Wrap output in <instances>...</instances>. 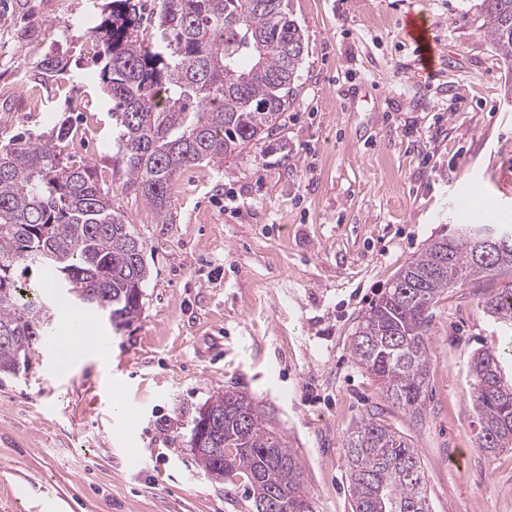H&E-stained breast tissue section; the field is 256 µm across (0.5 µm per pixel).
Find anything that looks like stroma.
<instances>
[{
    "label": "stroma",
    "mask_w": 512,
    "mask_h": 512,
    "mask_svg": "<svg viewBox=\"0 0 512 512\" xmlns=\"http://www.w3.org/2000/svg\"><path fill=\"white\" fill-rule=\"evenodd\" d=\"M0 0V147L38 140L53 118L80 129L69 162L95 166L147 243L140 317L112 330L47 285L52 332L74 315L105 344L80 359L39 344L30 371L0 378V512H251L207 475L193 420L218 393L246 394L288 437L316 512H354L343 439L371 413L411 440L431 512H512V450L476 442L469 361L512 346L481 291L432 307L422 422L392 406L351 357L360 316L400 270L465 216L477 190L512 224V68L484 36L480 0H290L306 52L280 128L256 147L184 169L173 221L112 179V112L91 50L104 0ZM420 11L439 50L425 74L402 20ZM67 72L40 79L49 52ZM134 405L126 422L116 404Z\"/></svg>",
    "instance_id": "35a3bbf8"
}]
</instances>
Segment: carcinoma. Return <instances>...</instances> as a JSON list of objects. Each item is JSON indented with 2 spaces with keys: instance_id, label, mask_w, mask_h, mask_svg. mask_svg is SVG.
<instances>
[{
  "instance_id": "obj_1",
  "label": "carcinoma",
  "mask_w": 512,
  "mask_h": 512,
  "mask_svg": "<svg viewBox=\"0 0 512 512\" xmlns=\"http://www.w3.org/2000/svg\"><path fill=\"white\" fill-rule=\"evenodd\" d=\"M481 30L512 63V0H481ZM92 31L104 62L101 80L115 104L114 147L122 188L170 223L168 191L178 174L258 145L280 126L292 103L305 54L288 0H107ZM157 22L154 46L141 26ZM47 55L40 74L67 71ZM69 118L37 142L0 148V376L27 369L45 336L47 305L24 296L20 263L52 272L60 287L91 296L113 329L138 318L150 277L147 244L99 184L95 167L71 165L64 154ZM474 216L433 240L399 272L359 320L350 352L383 385L391 404L420 420L428 374L431 308L449 288L512 277V249L475 259L480 233ZM482 309L512 344V283L484 293ZM502 355L481 350L469 364L478 447L512 448V381ZM219 438L195 453L209 475L244 487L253 507L275 496L278 512H315L302 466L285 433L242 393L226 391L206 404ZM355 512H430L425 475L411 441L375 417L358 418L343 439Z\"/></svg>"
}]
</instances>
